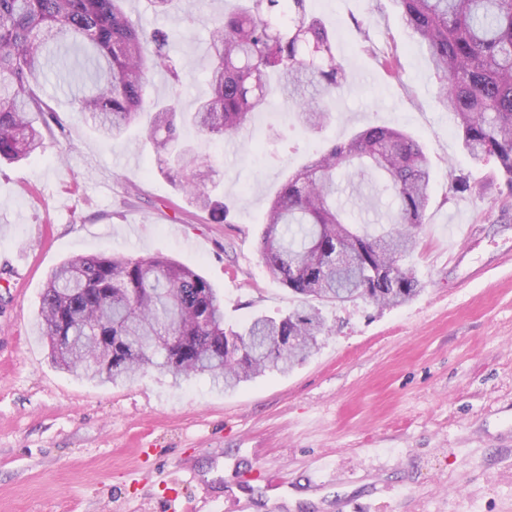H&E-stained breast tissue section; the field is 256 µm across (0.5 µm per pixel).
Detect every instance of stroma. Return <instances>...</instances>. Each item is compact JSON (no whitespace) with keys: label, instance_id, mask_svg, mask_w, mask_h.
<instances>
[{"label":"stroma","instance_id":"35a3bbf8","mask_svg":"<svg viewBox=\"0 0 512 512\" xmlns=\"http://www.w3.org/2000/svg\"><path fill=\"white\" fill-rule=\"evenodd\" d=\"M129 8L146 30H176L190 109L210 92L206 46L224 0H185L173 16ZM308 10L346 73L332 121L303 131L276 99L211 145L200 180L223 182L224 224L159 173L141 126L103 141L49 79L53 134L0 164V512H512V189L494 160L463 149L396 0ZM371 125L406 130L431 161L412 259L420 295L324 307L331 330L313 355L235 391L152 370L101 386L52 365L41 293L79 255L173 258L223 292L233 325L298 306L260 260L268 204L291 172ZM365 193L371 205L344 184L339 201L358 223H389L391 197ZM318 459L321 487L308 481Z\"/></svg>","mask_w":512,"mask_h":512}]
</instances>
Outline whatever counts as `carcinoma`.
Masks as SVG:
<instances>
[{
	"label": "carcinoma",
	"mask_w": 512,
	"mask_h": 512,
	"mask_svg": "<svg viewBox=\"0 0 512 512\" xmlns=\"http://www.w3.org/2000/svg\"><path fill=\"white\" fill-rule=\"evenodd\" d=\"M126 0H0V161L18 162L44 142L45 92L53 44L91 50L93 88L67 92L101 138L121 140L145 109L151 70L164 72L172 97L150 102L146 140L159 172L214 224L226 220L220 185L197 182L211 156L179 137L195 128L202 142L232 136L270 103L289 104L306 130L330 120L342 89V65L308 0H236L214 22L207 46L211 94L179 109L181 63L174 36L139 28ZM406 24L439 77L438 97L454 113L463 147L492 158L512 189V0H397ZM373 177L390 192V228L354 229L336 201L337 178ZM432 189L430 162L409 133L369 126L333 144L284 182L270 200L261 257L273 279L307 301L274 317L224 323V296L204 276L165 256H76L50 273L39 325L59 369L116 385L147 369L180 381L207 376L233 390L304 361L327 331L320 305L359 297L398 307L422 291L408 264L418 246ZM155 336H181L175 351Z\"/></svg>",
	"instance_id": "1"
}]
</instances>
